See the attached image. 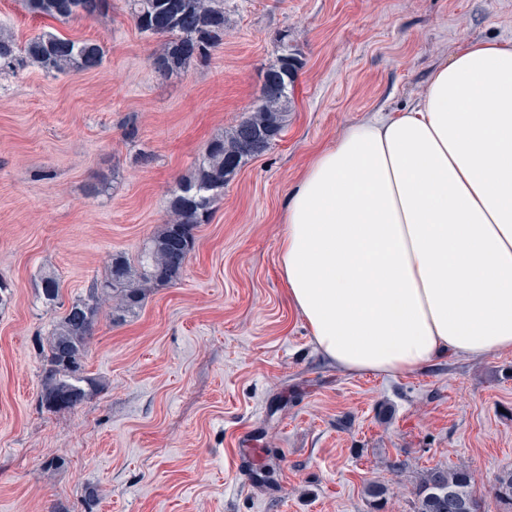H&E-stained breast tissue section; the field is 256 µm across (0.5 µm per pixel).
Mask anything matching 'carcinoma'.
<instances>
[{"label":"carcinoma","mask_w":512,"mask_h":512,"mask_svg":"<svg viewBox=\"0 0 512 512\" xmlns=\"http://www.w3.org/2000/svg\"><path fill=\"white\" fill-rule=\"evenodd\" d=\"M34 16L67 21L95 19L112 9L111 0H25ZM129 15L142 33L164 38L151 58L155 72L171 75L194 62L208 60L224 44V0H127ZM105 57L95 41L54 33L31 38L24 47L0 34V70L24 63L46 72H92ZM304 62L288 44L277 39L276 54L264 71L257 103L224 135L206 147L193 175L180 183L169 201V218L146 241L135 259L110 256L104 280H95L86 294L73 300L53 324L46 342L38 343L41 378L38 401L50 413L71 410L99 392L100 381L87 374L85 360L98 316L109 309L114 324L136 313L153 288L169 285L182 275L195 248V230L206 223L214 205L248 161L264 154L280 136L291 105L290 92ZM48 305L59 302V284L45 273L38 288ZM492 492L502 512H512V469L502 471ZM415 512H484L474 492V475L466 465L433 467L422 476L414 493Z\"/></svg>","instance_id":"1"}]
</instances>
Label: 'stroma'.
<instances>
[{
  "mask_svg": "<svg viewBox=\"0 0 512 512\" xmlns=\"http://www.w3.org/2000/svg\"><path fill=\"white\" fill-rule=\"evenodd\" d=\"M224 16L207 64L163 76L150 62L163 40L139 33L126 0L66 22L0 0L17 44L49 31L105 50L91 73L0 74V278L12 287L0 307V512H84L89 487L95 512H374L371 483L388 488L385 512H413L422 472L461 464L485 512H499L512 350L403 375L342 371L289 301L278 243L313 155L368 114L413 106L457 47L512 41V0H224ZM282 32L304 62L283 133L198 225L180 279L123 324L99 317L86 370L103 389L42 411L35 339L61 311L38 299L40 272L68 303L111 255L136 258L177 182L256 100ZM245 433L255 452L242 463ZM57 456L64 466L45 469Z\"/></svg>",
  "mask_w": 512,
  "mask_h": 512,
  "instance_id": "obj_1",
  "label": "stroma"
}]
</instances>
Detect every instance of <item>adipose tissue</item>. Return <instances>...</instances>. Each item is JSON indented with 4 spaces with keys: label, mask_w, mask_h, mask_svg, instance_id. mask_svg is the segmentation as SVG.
I'll list each match as a JSON object with an SVG mask.
<instances>
[{
    "label": "adipose tissue",
    "mask_w": 512,
    "mask_h": 512,
    "mask_svg": "<svg viewBox=\"0 0 512 512\" xmlns=\"http://www.w3.org/2000/svg\"><path fill=\"white\" fill-rule=\"evenodd\" d=\"M285 222L281 278L336 366L512 350V42L463 44L415 106L348 125Z\"/></svg>",
    "instance_id": "ef3b65f1"
}]
</instances>
